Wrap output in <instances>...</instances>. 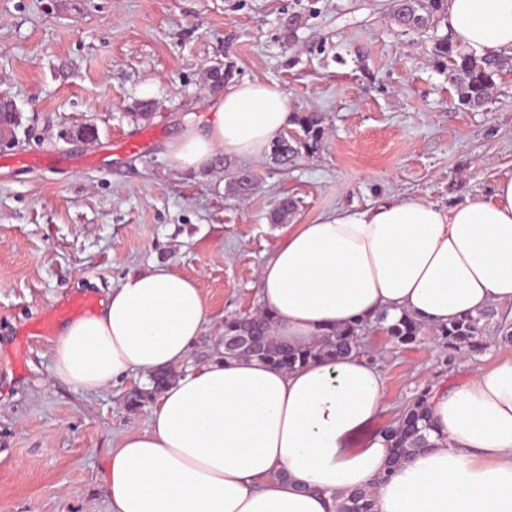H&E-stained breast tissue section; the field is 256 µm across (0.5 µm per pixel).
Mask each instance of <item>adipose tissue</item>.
<instances>
[{"label":"adipose tissue","instance_id":"adipose-tissue-1","mask_svg":"<svg viewBox=\"0 0 512 512\" xmlns=\"http://www.w3.org/2000/svg\"><path fill=\"white\" fill-rule=\"evenodd\" d=\"M444 23L466 54L512 56V0H448ZM208 110L167 143L173 168L259 156L291 119L278 85L249 79L225 84ZM258 304L291 346L383 313L437 327L512 305V177L485 199L392 197L289 225L259 269ZM206 324L195 280L154 264L56 336L53 378L89 394L136 371H178L148 428L109 453L110 512H327L333 495L365 487L375 512H512V359L436 390L435 447L392 470L383 436L350 445L384 408L378 364L354 354L288 371L219 357L196 366Z\"/></svg>","mask_w":512,"mask_h":512}]
</instances>
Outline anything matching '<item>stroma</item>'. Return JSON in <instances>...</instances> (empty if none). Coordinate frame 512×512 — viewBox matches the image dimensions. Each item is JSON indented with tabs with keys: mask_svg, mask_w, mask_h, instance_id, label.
Listing matches in <instances>:
<instances>
[{
	"mask_svg": "<svg viewBox=\"0 0 512 512\" xmlns=\"http://www.w3.org/2000/svg\"><path fill=\"white\" fill-rule=\"evenodd\" d=\"M296 15L294 37L283 23ZM445 27L402 32L391 0H0V92L17 105L20 153L60 165L0 166V512H109L107 454L149 425L152 384L135 373L95 394L53 380L51 337L32 326L68 298H103L127 274L169 264L194 279L208 323L192 352L208 361L224 321L258 312V270L287 224L386 198L442 206L486 198L512 176V65L485 105L459 106L451 70L427 53ZM278 84L294 112L321 113L328 131L288 165L271 154L202 173L169 164L165 145L213 99L205 70ZM155 105L141 116L139 103ZM156 135L137 153L115 142ZM255 179L228 194L239 171ZM287 224L269 220L283 198ZM512 309L485 326L482 352L451 355L427 328L400 345L363 336L387 401L363 442L421 391L448 388L475 368L512 358L501 342ZM143 393L130 407L134 393Z\"/></svg>",
	"mask_w": 512,
	"mask_h": 512,
	"instance_id": "35a3bbf8",
	"label": "stroma"
}]
</instances>
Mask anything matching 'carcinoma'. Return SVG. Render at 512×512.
I'll return each mask as SVG.
<instances>
[{"label":"carcinoma","instance_id":"1","mask_svg":"<svg viewBox=\"0 0 512 512\" xmlns=\"http://www.w3.org/2000/svg\"><path fill=\"white\" fill-rule=\"evenodd\" d=\"M446 0H397L393 12L396 24L411 30L437 25L445 15ZM429 62L437 69L452 67L454 84L460 105L474 109L485 103L489 90L495 85L494 76L505 67L498 59H475L462 53L447 34L434 42ZM292 124L299 127L302 137L295 144L286 145L276 139L271 146L275 162L286 164L297 157L304 148L310 152L325 137L326 129L318 112H296ZM495 310L490 309L476 316L467 315L436 328L441 343L455 353L469 354L485 349L483 325L492 320ZM385 316L376 320V326L400 344H412L421 332V325L408 315L390 324H384ZM270 316L264 315L250 325L245 319L235 317L224 321V334L232 336L258 331L265 336L264 347L259 351L239 349L224 351V358H254L274 367L291 370L312 361H333L351 353H362L360 336L367 329L361 323L348 325L326 338L303 347H290L278 342L270 331ZM435 425L429 409V391L416 396L399 416L381 430L391 448L390 464L397 466L409 456L430 446L429 438ZM335 512H374V493L362 488L336 497Z\"/></svg>","mask_w":512,"mask_h":512}]
</instances>
